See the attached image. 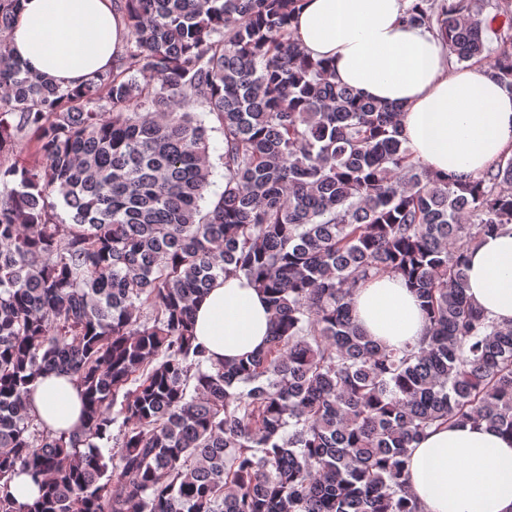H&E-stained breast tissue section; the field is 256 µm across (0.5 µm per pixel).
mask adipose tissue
<instances>
[{
    "instance_id": "adipose-tissue-1",
    "label": "adipose tissue",
    "mask_w": 512,
    "mask_h": 512,
    "mask_svg": "<svg viewBox=\"0 0 512 512\" xmlns=\"http://www.w3.org/2000/svg\"><path fill=\"white\" fill-rule=\"evenodd\" d=\"M409 0H300L292 32L337 82L399 106L408 147L426 167L465 179L512 154V90L478 64L452 65L431 31L408 25ZM129 29L112 0H22L10 42L32 71L73 88L107 68ZM471 303L512 323V225L470 250ZM355 322L379 344L416 345L426 332L417 296L384 275L353 297ZM272 331L265 298L245 276H228L195 305L194 333L214 361L265 347ZM46 430L72 434L82 400L67 376H39L27 399ZM410 489L424 512H512V435L483 422L430 429L414 443Z\"/></svg>"
}]
</instances>
